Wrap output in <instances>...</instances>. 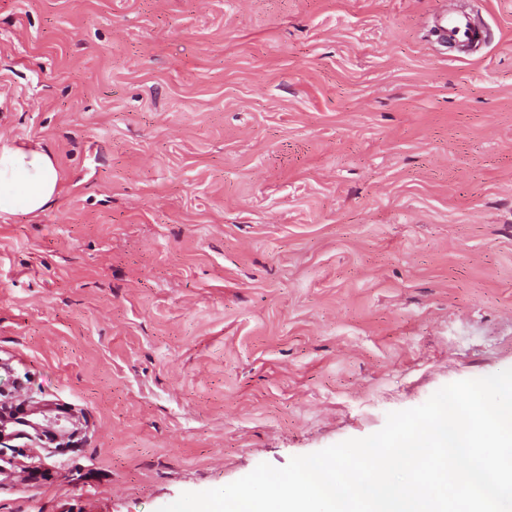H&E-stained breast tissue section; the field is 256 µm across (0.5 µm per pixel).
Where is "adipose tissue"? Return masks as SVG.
<instances>
[{
    "label": "adipose tissue",
    "mask_w": 512,
    "mask_h": 512,
    "mask_svg": "<svg viewBox=\"0 0 512 512\" xmlns=\"http://www.w3.org/2000/svg\"><path fill=\"white\" fill-rule=\"evenodd\" d=\"M60 192L53 156L32 147L0 148V213H43Z\"/></svg>",
    "instance_id": "1"
}]
</instances>
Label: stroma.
I'll return each instance as SVG.
<instances>
[{
    "label": "stroma",
    "instance_id": "1",
    "mask_svg": "<svg viewBox=\"0 0 512 512\" xmlns=\"http://www.w3.org/2000/svg\"><path fill=\"white\" fill-rule=\"evenodd\" d=\"M0 0V512H159L512 368V0ZM27 466L35 480L18 484ZM435 30L443 36H448L449 33L453 39L461 43L470 42L475 35L471 17L466 13L453 10L449 1L448 9L440 15ZM60 192L53 156L32 147L0 148V213H43Z\"/></svg>",
    "mask_w": 512,
    "mask_h": 512
}]
</instances>
